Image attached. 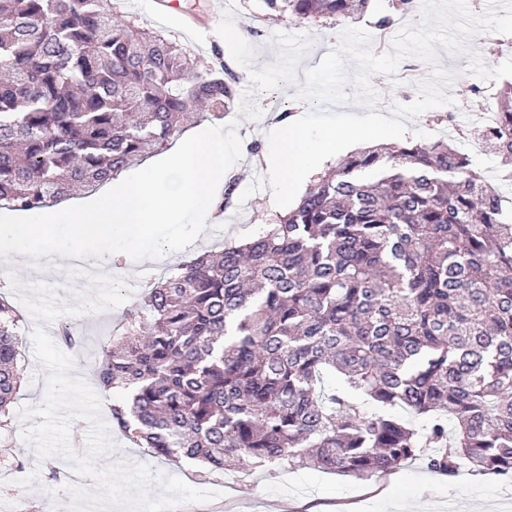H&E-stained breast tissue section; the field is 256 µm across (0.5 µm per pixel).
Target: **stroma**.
<instances>
[{
    "label": "stroma",
    "mask_w": 512,
    "mask_h": 512,
    "mask_svg": "<svg viewBox=\"0 0 512 512\" xmlns=\"http://www.w3.org/2000/svg\"><path fill=\"white\" fill-rule=\"evenodd\" d=\"M234 5L236 24L243 38L257 49L254 69H261L278 58L281 49L272 40L274 33L305 32L311 36L312 45L301 62L305 68L317 66L339 40L341 30L331 22L304 25L271 19L263 0H234ZM116 7L124 19L138 20L143 27L172 34L190 46L201 67L213 65L215 49L225 46L216 32L222 18L216 0H177L173 13L168 16L153 12L148 0H118ZM440 61L442 67L456 74L450 93L460 106V121H468L470 114L496 106L491 82L466 73L468 57L444 51ZM428 74L424 63L409 59L401 64L396 75H373L371 83L382 95L378 112L389 114L395 102L412 103L418 96L416 81ZM295 92V87L285 86L256 95L255 100L263 110L260 120H247L234 108L217 120L216 125L223 130L228 144L227 162L238 178L237 193L223 223L213 225L202 240L188 244L175 255L148 263L131 261L126 281L143 274L152 278L163 276L167 269L191 256L222 249L230 242H248L265 225L275 223L280 209L268 192L266 171L254 165L248 146L254 142L267 144V133L280 113L300 116L307 111L306 103L295 100ZM44 280L74 289L83 283L79 277L71 280L47 275L36 265L21 272L14 285L0 286L8 300L19 307L24 368L16 409L10 414L8 426L0 429V512H66L70 497L64 492V485L92 484L91 479L75 473L63 458L37 461L32 447L20 438L24 422L18 410L40 404L45 386V375L34 360L30 337L35 319L27 307L21 306L20 297L29 293L33 284ZM139 301L140 296L135 293L127 304L104 313L73 317L72 322L82 338L76 373L87 383L95 381L92 364L101 345L118 334L126 312ZM110 437L117 446L116 458L180 477L196 489L205 485L195 477L198 462L184 459L173 463L155 456L149 449L137 447L118 432H111ZM228 476L234 479V488H226L220 481L209 482L205 486L217 492V499L201 504L180 503L173 512H512V481L474 473L466 465L449 476L431 470L420 458L371 479L302 467L269 472L247 460L229 471Z\"/></svg>",
    "instance_id": "35a3bbf8"
}]
</instances>
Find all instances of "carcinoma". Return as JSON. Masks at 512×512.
Segmentation results:
<instances>
[{
    "label": "carcinoma",
    "instance_id": "cac0c4a2",
    "mask_svg": "<svg viewBox=\"0 0 512 512\" xmlns=\"http://www.w3.org/2000/svg\"><path fill=\"white\" fill-rule=\"evenodd\" d=\"M340 24L370 0H264ZM114 0H0V204L38 210L162 150L238 99L224 62ZM485 147L512 182V81ZM0 296V418L21 386ZM94 376L113 427L204 475L258 466L371 478L417 456L512 477V209L449 144L362 149L258 237L145 283ZM426 420L423 434L392 413Z\"/></svg>",
    "mask_w": 512,
    "mask_h": 512
}]
</instances>
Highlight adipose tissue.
I'll return each mask as SVG.
<instances>
[{
	"label": "adipose tissue",
	"mask_w": 512,
	"mask_h": 512,
	"mask_svg": "<svg viewBox=\"0 0 512 512\" xmlns=\"http://www.w3.org/2000/svg\"><path fill=\"white\" fill-rule=\"evenodd\" d=\"M232 176L223 134L195 125L137 178L120 176L71 206L42 209L33 224L7 220L0 226V275L13 277L47 256L60 266L79 257L107 275L119 271L120 260L155 259L180 245L175 237L158 239L155 225L178 223L190 212L203 235L220 221L217 206Z\"/></svg>",
	"instance_id": "adipose-tissue-1"
}]
</instances>
